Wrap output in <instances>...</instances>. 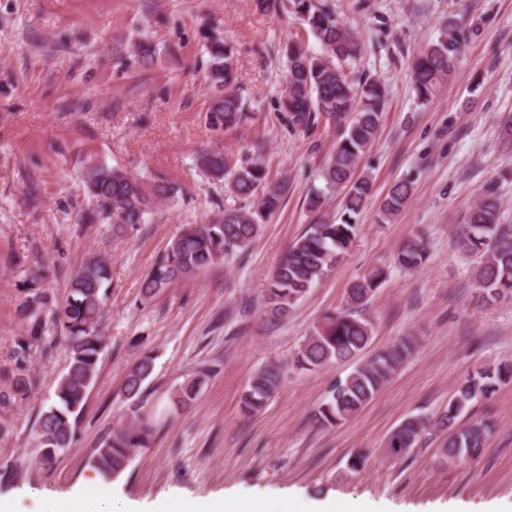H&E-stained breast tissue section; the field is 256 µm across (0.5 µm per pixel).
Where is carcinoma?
I'll list each match as a JSON object with an SVG mask.
<instances>
[{
	"mask_svg": "<svg viewBox=\"0 0 512 512\" xmlns=\"http://www.w3.org/2000/svg\"><path fill=\"white\" fill-rule=\"evenodd\" d=\"M269 6L288 9L307 27L320 45V52L304 44H288L286 118L288 127L304 134L320 124L339 127L341 138L324 171L329 188H340L343 213L340 221L323 220L307 229L288 248L268 278L263 301L268 314L281 319L330 270L356 239L352 222L372 190L368 176L357 173L361 157L376 139L387 100V90L376 80L352 83L342 63L360 52L357 36L336 17L326 0H269ZM460 41L453 27L441 40L421 51L411 64L414 91L419 100L429 101L451 76ZM206 79L218 91L206 119L216 131H228L247 122L250 113L236 93L234 52L223 39L208 37ZM199 165L212 176L224 180L225 189L240 200L255 197L254 205H239L209 224H187L173 236L164 252L141 283V294L152 298L171 284L222 263L227 257H243L258 236L265 218L277 212L283 187L266 184L267 172L253 157L234 160L220 151H206ZM83 182L93 207L82 214L87 224H110L112 236L122 238L147 223L158 206L171 201L176 186L161 177L134 176L120 168L90 164ZM412 193V182L401 180L390 189L383 212H400ZM496 193L489 190L468 212L459 235V246L476 257L472 285L485 305L512 297V227L500 223ZM428 259L421 238L408 240L395 257V266L411 270ZM384 271L376 269L352 283L348 291L350 309L325 318L323 326L309 336L293 356L291 367L312 372L338 362L352 364V370L336 380L327 398L312 415L320 428L335 427L357 415L392 378L411 355L414 340L406 337L365 359L372 328L357 316L381 284ZM111 273L108 261L90 259L71 277L67 297L56 316L59 339L68 352L69 363L60 377L52 403L39 415L32 430L31 445L40 466L51 468L69 449L80 421L85 399L96 381L105 350L103 325L109 299ZM30 293L20 307L23 333L14 337L15 353L26 355L42 340L43 313L48 297L29 282ZM214 369L199 365L178 391L181 406L196 399ZM153 373V359L139 358L128 373L125 398L128 420L104 434L91 457L93 468L106 481L118 478L132 461V452L148 446L157 425L146 409V381ZM512 380V364L500 363L475 369L459 383L440 414L404 418L389 434V454L399 457L421 445L427 431L448 433L442 455L450 464L469 467L489 447L490 426L482 421L464 422L471 403L494 392L495 386ZM283 369L269 364L251 378L242 398L246 414L259 411L279 388Z\"/></svg>",
	"mask_w": 512,
	"mask_h": 512,
	"instance_id": "cac0c4a2",
	"label": "carcinoma"
}]
</instances>
